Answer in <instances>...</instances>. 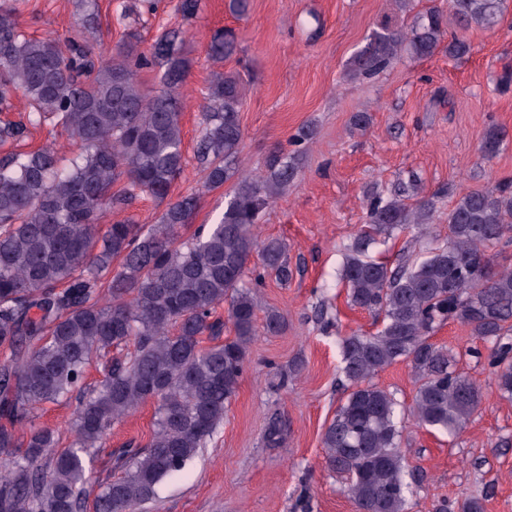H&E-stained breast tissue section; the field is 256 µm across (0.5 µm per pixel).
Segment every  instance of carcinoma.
Returning a JSON list of instances; mask_svg holds the SVG:
<instances>
[{"label": "carcinoma", "instance_id": "obj_1", "mask_svg": "<svg viewBox=\"0 0 512 512\" xmlns=\"http://www.w3.org/2000/svg\"><path fill=\"white\" fill-rule=\"evenodd\" d=\"M458 31L447 32L441 10L420 17L407 31H373L348 68L366 77L389 66L402 50L417 58L444 47L462 57V32L492 27L503 0H448ZM130 40L102 61L78 34L64 40L26 35L14 0H0V112L22 96L32 107L26 121L0 120V449L23 451L0 469V512H140L165 477L181 472L224 422L244 360L258 335L257 303L244 283L247 262L260 252L262 272L288 280L287 248L259 242L262 211L295 184L301 153L315 135L302 127L288 155L275 154L266 171L235 179L243 132L239 78L218 75L203 107V130L194 159L200 188L169 203L186 166L182 88L191 67L178 35L166 32L149 53ZM231 28L213 35L207 54L232 57ZM160 73L152 93L141 71ZM76 141L70 165L55 150H25L28 127L46 122ZM492 127L481 152L500 150ZM235 180L221 218L193 237L188 224L200 195ZM124 183L112 192L117 183ZM145 194L166 203L158 223L118 222L96 232L100 215ZM402 183L386 197L368 198L364 228L347 247L340 279L352 306L383 314L371 335L342 344L348 394L323 435L326 462L350 478L356 512H406L407 494L423 475L406 464L398 439L403 418L394 396L373 382L384 368L406 361L416 376L407 412L418 426L455 435L481 400L479 386L451 367L448 351L430 341L447 321L470 328L496 347L490 365L500 392L512 398V268L495 269L489 247L512 243V186L475 189L448 212V241L423 259L390 267L367 255L376 237L430 220L434 198L406 203ZM119 269L112 271V263ZM228 303L234 337H220L217 308ZM96 365L100 384L85 387ZM83 389L71 421L74 439L38 426V411ZM153 401L155 429L144 448H122V475L92 493L86 456L102 448L112 425ZM477 498L450 502L443 512H483Z\"/></svg>", "mask_w": 512, "mask_h": 512}]
</instances>
